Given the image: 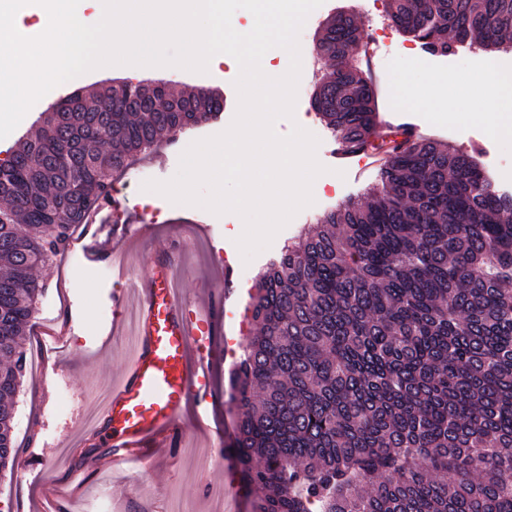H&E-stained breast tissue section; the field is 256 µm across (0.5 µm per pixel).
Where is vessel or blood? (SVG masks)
<instances>
[{
    "mask_svg": "<svg viewBox=\"0 0 512 512\" xmlns=\"http://www.w3.org/2000/svg\"><path fill=\"white\" fill-rule=\"evenodd\" d=\"M155 233V224L146 220L116 231L127 244L147 242ZM185 249L183 241L172 243L154 255L149 275L129 283L138 304L137 343L100 415L97 432L107 449L106 465L167 464L183 445L187 406L203 414L218 402L209 365L222 353L234 272L223 269L217 282L187 296L179 279Z\"/></svg>",
    "mask_w": 512,
    "mask_h": 512,
    "instance_id": "1",
    "label": "vessel or blood"
}]
</instances>
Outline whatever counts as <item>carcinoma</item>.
I'll return each instance as SVG.
<instances>
[{
  "instance_id": "cac0c4a2",
  "label": "carcinoma",
  "mask_w": 512,
  "mask_h": 512,
  "mask_svg": "<svg viewBox=\"0 0 512 512\" xmlns=\"http://www.w3.org/2000/svg\"><path fill=\"white\" fill-rule=\"evenodd\" d=\"M433 53L512 30V0H388ZM340 14L311 107L351 152L373 144L370 79ZM223 109L213 92L77 88L0 160V471L19 463L24 336L44 284L112 177L160 135ZM381 188L324 215L258 277L229 376L233 454L253 512H512V194L474 157L402 129Z\"/></svg>"
}]
</instances>
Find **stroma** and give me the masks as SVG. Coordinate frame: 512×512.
I'll list each match as a JSON object with an SVG mask.
<instances>
[{
	"instance_id": "stroma-1",
	"label": "stroma",
	"mask_w": 512,
	"mask_h": 512,
	"mask_svg": "<svg viewBox=\"0 0 512 512\" xmlns=\"http://www.w3.org/2000/svg\"><path fill=\"white\" fill-rule=\"evenodd\" d=\"M358 2L330 0L301 30V51L312 50L318 33L336 12L344 10L353 14L361 22V38L352 54L375 84L381 133L407 125L416 135L438 139L469 152L484 171L512 165V140L491 136L478 119L464 120L451 131L434 123L427 108L408 103L390 108L386 91V80L393 75L401 83L422 86L428 94L437 90L466 98L488 70H512V48L490 51L465 45L452 54H434L398 31L394 34L396 48L375 50L371 43L376 31L390 24L385 0H378L377 10L371 16L362 12ZM142 76L164 81L177 91L189 86L219 92L224 97V110L217 119L186 130L177 139L161 138L156 152L115 176V184L123 186L126 194L122 210L109 217L98 215L96 223L82 225L75 234L76 239L82 240V247L68 252L63 262L39 270L38 277L46 290L38 303L39 321L34 325L30 346L45 355L46 369L53 379L47 386L42 377H34L32 384L23 386L17 398L15 435L23 467L12 473H0V512H43L51 496L65 491L71 494L69 512H142L152 505L169 512L176 497L190 501L195 512H224V503L216 496L215 489L224 483V463L232 454L227 450L219 455L213 453L207 434L193 421L185 423V446L174 465L146 473L125 466L101 465V446L95 442L84 443L78 427L85 414L96 406L98 395L103 394L120 372L129 349L126 337L113 329L112 300L120 296L122 284L93 259L98 249H112L113 226L140 217L156 221L155 236L141 252L130 256L132 267L141 276L150 273L153 255L164 250L172 240L193 237L195 246L184 255L181 274L182 286L190 293L210 280L215 266L213 253L226 250L242 224L237 214L218 216L200 207L171 203L162 196L146 205L141 202L145 181H166L176 174L186 144L228 128L238 107L236 71L226 66L212 67L205 73L178 67H148ZM312 91V82L300 79L295 111L302 117L303 128L318 138L316 157L326 168L312 185L314 202L298 212L277 233L270 247L250 262H243L239 257L232 262L237 295L228 302L229 314L224 319V340L230 350L210 368L212 386L222 398L221 405L214 407L213 416L230 433L234 432L235 423L228 375L249 336L242 320L259 273L317 217L348 202L364 199L381 185L379 168L359 171L354 158L348 160L342 173H335L332 150L339 141L319 115L311 111ZM67 321L74 326L72 334L65 336L60 347H51L50 338L44 333L45 324ZM74 469L82 470L83 480L80 486L69 489L63 478Z\"/></svg>"
}]
</instances>
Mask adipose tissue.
<instances>
[{
	"label": "adipose tissue",
	"instance_id": "adipose-tissue-1",
	"mask_svg": "<svg viewBox=\"0 0 512 512\" xmlns=\"http://www.w3.org/2000/svg\"><path fill=\"white\" fill-rule=\"evenodd\" d=\"M508 98L512 99V73L489 71L481 88L476 92L473 102H460L455 99L441 97L430 101L429 106L439 116H455L462 111H470L473 104H484L485 110L479 118L483 121L489 133L497 138L512 140V113L498 112L491 108V101Z\"/></svg>",
	"mask_w": 512,
	"mask_h": 512
}]
</instances>
